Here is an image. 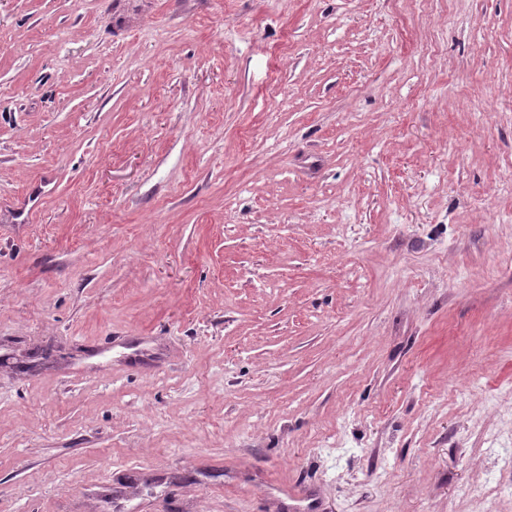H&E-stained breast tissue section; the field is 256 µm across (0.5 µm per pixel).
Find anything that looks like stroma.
Returning <instances> with one entry per match:
<instances>
[{"mask_svg":"<svg viewBox=\"0 0 512 512\" xmlns=\"http://www.w3.org/2000/svg\"><path fill=\"white\" fill-rule=\"evenodd\" d=\"M509 432L512 0H0V512H512Z\"/></svg>","mask_w":512,"mask_h":512,"instance_id":"stroma-1","label":"stroma"}]
</instances>
